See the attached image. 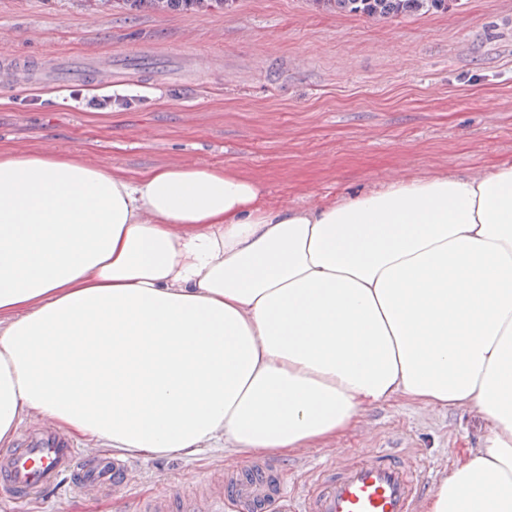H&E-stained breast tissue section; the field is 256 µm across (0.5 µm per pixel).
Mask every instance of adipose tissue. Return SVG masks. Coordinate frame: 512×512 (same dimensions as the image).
Listing matches in <instances>:
<instances>
[{"mask_svg": "<svg viewBox=\"0 0 512 512\" xmlns=\"http://www.w3.org/2000/svg\"><path fill=\"white\" fill-rule=\"evenodd\" d=\"M0 151V444L299 454L404 398L482 425L420 512H512V165L310 209Z\"/></svg>", "mask_w": 512, "mask_h": 512, "instance_id": "adipose-tissue-1", "label": "adipose tissue"}]
</instances>
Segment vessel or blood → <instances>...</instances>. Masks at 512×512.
<instances>
[{"instance_id": "b4317fda", "label": "vessel or blood", "mask_w": 512, "mask_h": 512, "mask_svg": "<svg viewBox=\"0 0 512 512\" xmlns=\"http://www.w3.org/2000/svg\"><path fill=\"white\" fill-rule=\"evenodd\" d=\"M22 77L29 84L63 87L87 82L111 86V66L83 58L37 70L0 66V82ZM76 481L80 488H105L120 494L132 484L127 460L105 454L84 455L54 427L35 431L23 447L0 452V502L34 500ZM428 480L412 457L376 451L354 462H337L294 504L272 464L240 467L228 473L223 490L212 498L208 512H415Z\"/></svg>"}]
</instances>
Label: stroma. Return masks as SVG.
Segmentation results:
<instances>
[{
    "label": "stroma",
    "instance_id": "1",
    "mask_svg": "<svg viewBox=\"0 0 512 512\" xmlns=\"http://www.w3.org/2000/svg\"><path fill=\"white\" fill-rule=\"evenodd\" d=\"M0 49L39 64L107 59L115 81L79 91L0 84V148L71 154L129 174L201 164L301 209L390 181L482 174L512 164V0L371 19L313 0H231L209 12L131 13L100 0H0ZM111 96L101 114L94 100ZM479 421L406 400L360 429L274 457L300 495L330 462L412 451L430 479L476 447ZM127 497L60 492L16 512H138L168 485L193 499L252 458L131 455Z\"/></svg>",
    "mask_w": 512,
    "mask_h": 512
}]
</instances>
